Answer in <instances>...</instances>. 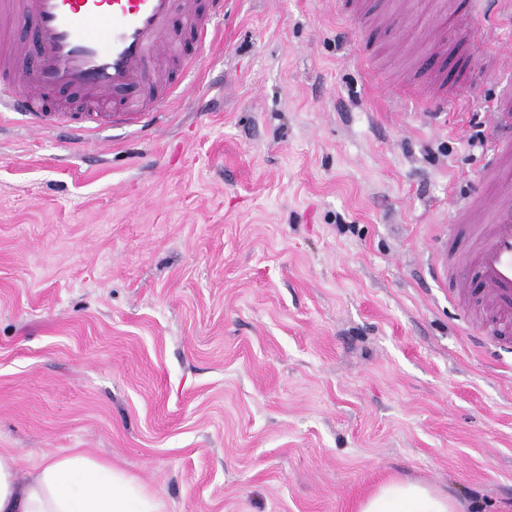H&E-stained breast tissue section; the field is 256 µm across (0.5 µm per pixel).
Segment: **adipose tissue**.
<instances>
[{
  "label": "adipose tissue",
  "instance_id": "ef3b65f1",
  "mask_svg": "<svg viewBox=\"0 0 512 512\" xmlns=\"http://www.w3.org/2000/svg\"><path fill=\"white\" fill-rule=\"evenodd\" d=\"M160 500L106 462L84 454L49 459L19 481L16 458L0 453V512H162ZM453 496L419 481L392 480L357 512H459Z\"/></svg>",
  "mask_w": 512,
  "mask_h": 512
}]
</instances>
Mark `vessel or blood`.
<instances>
[{
	"instance_id": "vessel-or-blood-1",
	"label": "vessel or blood",
	"mask_w": 512,
	"mask_h": 512,
	"mask_svg": "<svg viewBox=\"0 0 512 512\" xmlns=\"http://www.w3.org/2000/svg\"><path fill=\"white\" fill-rule=\"evenodd\" d=\"M489 0H469L459 16L456 0H441L453 25L478 36L474 62L454 80L431 70L416 84L432 113L460 101L478 78L511 61L487 13ZM32 24V39L10 34L16 18ZM224 24V0H0V106L78 137L104 126L146 127L164 112L178 88L149 92L151 79L177 50L179 28L208 46ZM429 54H448L445 31L422 28ZM90 103V110L56 108L61 93ZM483 165V189L448 213L434 245V274L448 279L463 300L475 299L471 326L479 341L512 353V91L497 99Z\"/></svg>"
}]
</instances>
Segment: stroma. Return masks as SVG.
Instances as JSON below:
<instances>
[{
  "label": "stroma",
  "mask_w": 512,
  "mask_h": 512,
  "mask_svg": "<svg viewBox=\"0 0 512 512\" xmlns=\"http://www.w3.org/2000/svg\"><path fill=\"white\" fill-rule=\"evenodd\" d=\"M227 0L153 131L0 122V452H83L164 512H355L391 478L512 512V354L429 260L508 81L432 117L429 14ZM373 67L356 59L358 41Z\"/></svg>",
  "instance_id": "stroma-1"
}]
</instances>
